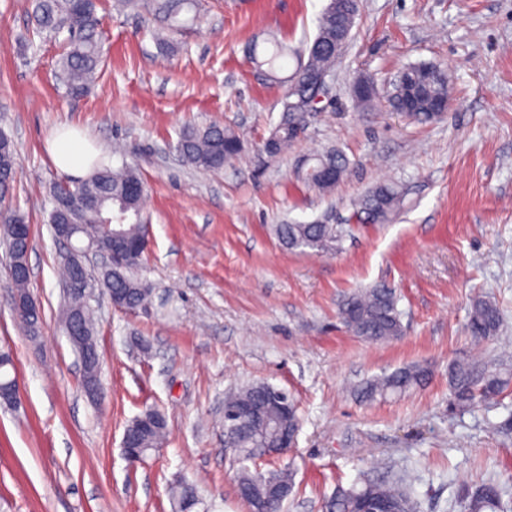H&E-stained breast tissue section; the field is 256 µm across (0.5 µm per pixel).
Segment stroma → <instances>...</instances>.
<instances>
[{"label":"stroma","mask_w":512,"mask_h":512,"mask_svg":"<svg viewBox=\"0 0 512 512\" xmlns=\"http://www.w3.org/2000/svg\"><path fill=\"white\" fill-rule=\"evenodd\" d=\"M35 0H0V129L16 149L11 205L31 228L29 291L43 311L32 338L16 322L0 244V350H10L20 404L0 407V512H172L170 488L196 486L197 512H248L242 466L290 468L282 512H325L337 486L402 481L417 512H464L466 493L499 484L512 512V0H360L321 112L287 154L258 146L278 122L284 88L244 48L272 32L298 52L313 40L327 0H201L173 52L152 38L144 9L101 0L104 62L83 97L56 76L67 32L34 35ZM448 69L445 116L417 125L383 105L361 110L352 86L376 78L389 94L410 63ZM234 128L245 149L206 174L173 147L186 123ZM80 127L104 162L136 168L148 185V254L139 278L148 311L128 312L97 292L101 396L82 389V366L60 314V246L48 222L64 180L46 139ZM342 152L349 176L327 195L293 176L303 156ZM404 190L385 224L350 222L351 199L379 182ZM328 219L346 225L339 251L283 249L272 227ZM383 283L398 298L402 334L373 343L338 310ZM494 302L501 326L475 342V298ZM471 356L507 378L495 400L454 405L448 367ZM427 383L372 401L367 380L402 367ZM266 382L298 402L296 446L240 461L224 446V395ZM156 407L169 435L143 462L121 442L128 422Z\"/></svg>","instance_id":"stroma-1"}]
</instances>
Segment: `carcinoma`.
<instances>
[{
	"label": "carcinoma",
	"mask_w": 512,
	"mask_h": 512,
	"mask_svg": "<svg viewBox=\"0 0 512 512\" xmlns=\"http://www.w3.org/2000/svg\"><path fill=\"white\" fill-rule=\"evenodd\" d=\"M125 6L135 8L144 5L154 10L160 19L161 29L155 33L157 46L164 50L173 46L174 34L181 25L178 15L185 5L197 7L189 0H120ZM99 0H38L34 9V20L38 33H56L60 26L73 33L68 48L58 61V69L71 96L85 94L96 79L102 63V43L99 36ZM313 42L316 50H308L307 58L300 60L294 72L286 78L283 109L279 121L270 131L262 145V152L276 159L288 151V147L304 132L299 126L300 113L305 111L316 95L315 77L330 72L336 65L338 55L331 49L336 43V15L326 9L322 12ZM288 56V49L280 41L269 37L263 42L254 41L246 49V57L257 69L271 80L277 79L278 71ZM412 84L426 85L430 93L421 98L408 119L418 124L436 121L433 115L432 99L450 98L447 69L434 63H416L404 67ZM408 92L406 86H393L387 96V106L392 112H407ZM175 147L180 157L197 170L220 169L238 158L243 151L241 136L235 130L217 123L205 125L188 124L179 133ZM346 157L334 150H327L300 160L294 170L296 178L315 191L326 194L334 190L348 170ZM0 171L5 181L0 185V209L13 214L9 194L15 181L16 158L11 139L0 132ZM146 185L139 173L126 166L120 168L102 167L71 188L73 197L83 193L93 195L94 200L79 204L72 209L60 211L52 208L49 224H71L76 238L80 241H112L118 247L126 242L130 249L123 254L121 265L108 266L98 274H88L89 287L102 288L113 298L112 305L118 309L145 307L151 290L135 276V270L145 259L148 216L144 212ZM402 193L398 185L381 182L369 189L353 203L352 218L358 224H383L398 210ZM119 222V231L104 221ZM25 228L23 245L9 252L12 270V288L21 300L30 298L28 282L30 276L18 272L27 262L26 249L32 243L30 225L24 216L18 217ZM274 235L279 244L289 250H312L331 253L339 248L344 228L341 224L310 223L276 224ZM398 299L391 289L374 285L366 290L351 294L343 302L340 315L344 325L354 335L371 342H386L402 334ZM62 319L70 323L80 321L89 346L97 349L96 316L90 300L81 294L65 296ZM501 316L498 307L491 301L477 298L469 313L467 328L478 341L490 338L500 327ZM426 379L424 370L416 367L398 369L388 375L365 382L358 395L365 400L378 396L400 394ZM449 384L454 402L462 408L473 407L495 399L502 391L505 380L496 374L479 370L474 361L459 360L448 368ZM276 388L266 383H254L224 398L230 406L247 403L271 396ZM298 407L290 402L288 414L281 413L277 406H270L264 417L252 422L238 433L241 448L254 456L259 450H274L282 435L299 427ZM140 449L142 456L159 447L167 436V420L154 408H146L135 416L125 429ZM238 491L246 501L250 512L269 508L273 512L281 509L283 502L293 489L292 474L284 468L260 476L243 468L237 479ZM173 507L177 512H193L200 499L197 490L190 484H178L171 488ZM364 499L381 503L391 512H413L407 495L400 489L385 483L364 481L348 489H339L328 502L329 512H360ZM501 490L498 484L487 482L474 493L465 496L466 512H500Z\"/></svg>",
	"instance_id": "obj_1"
}]
</instances>
